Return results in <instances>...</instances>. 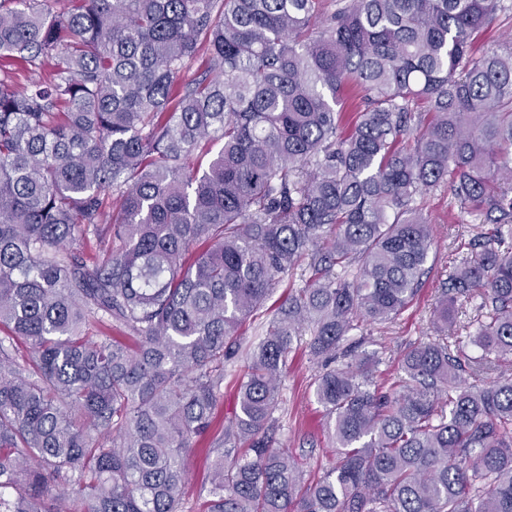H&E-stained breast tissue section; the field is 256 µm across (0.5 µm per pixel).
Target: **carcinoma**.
<instances>
[{
    "mask_svg": "<svg viewBox=\"0 0 512 512\" xmlns=\"http://www.w3.org/2000/svg\"><path fill=\"white\" fill-rule=\"evenodd\" d=\"M67 2L0 0V59L24 63L0 79V512H185L238 330L306 258L312 285L246 354L202 512H512V378L470 383L512 357V252L492 246L512 236V46L469 55L498 0H347L324 20L321 0ZM416 101L434 114L417 132ZM443 181L496 225L448 280L483 291L480 353H450L445 296L383 392L376 354L328 363L413 301L432 241L413 202ZM106 322L136 347L86 335ZM305 328L336 445L311 481L270 432ZM359 96L358 91L352 87L346 88L343 93L342 112L345 113L342 128L345 132H348L353 128L357 120L356 113L360 112L362 109Z\"/></svg>",
    "mask_w": 512,
    "mask_h": 512,
    "instance_id": "carcinoma-1",
    "label": "carcinoma"
}]
</instances>
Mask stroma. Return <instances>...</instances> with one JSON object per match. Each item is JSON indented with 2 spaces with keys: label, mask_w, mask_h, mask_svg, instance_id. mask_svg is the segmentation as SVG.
<instances>
[{
  "label": "stroma",
  "mask_w": 512,
  "mask_h": 512,
  "mask_svg": "<svg viewBox=\"0 0 512 512\" xmlns=\"http://www.w3.org/2000/svg\"><path fill=\"white\" fill-rule=\"evenodd\" d=\"M510 41L512 0H500L495 19L479 33L471 54L478 58L504 48ZM416 203L428 218L433 237L426 263L428 273L421 288L410 306L395 320L385 324L361 323L359 329L342 342L344 354L336 359L337 365L342 366L347 362V351L376 353L379 364L374 378L379 382L400 380L405 348L434 338L433 309L445 289L449 273L471 258L468 242L478 233L491 229L482 216L470 213L453 199L447 183L427 190L417 197ZM309 277L310 272L304 266L283 276L265 311L240 328L244 346H253L263 338L267 320L289 289L307 286ZM310 339V334H303L288 357V368L282 377L279 404L274 413V426L276 439L290 448L307 478L313 479L321 476L329 466L335 450L326 418L314 397L312 382L317 366L309 359Z\"/></svg>",
  "instance_id": "stroma-1"
}]
</instances>
